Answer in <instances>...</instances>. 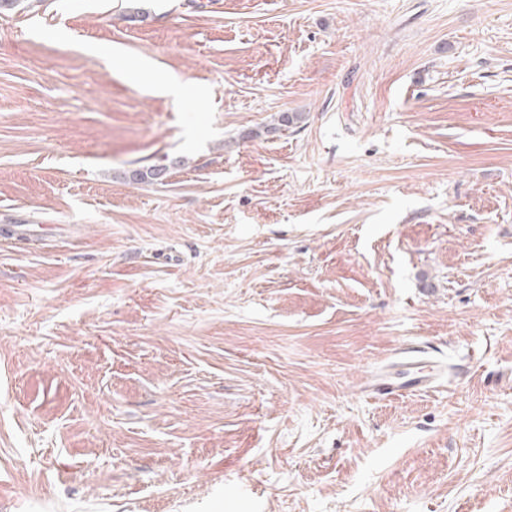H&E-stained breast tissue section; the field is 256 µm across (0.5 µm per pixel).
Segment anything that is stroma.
I'll return each instance as SVG.
<instances>
[{
	"label": "stroma",
	"mask_w": 512,
	"mask_h": 512,
	"mask_svg": "<svg viewBox=\"0 0 512 512\" xmlns=\"http://www.w3.org/2000/svg\"><path fill=\"white\" fill-rule=\"evenodd\" d=\"M3 224L0 512H512V0L2 10ZM419 350L407 348L393 362L388 373L379 375L369 385V392L377 396H389L397 392H411L432 387L435 381L433 370H425L417 359ZM394 379L398 380L395 382Z\"/></svg>",
	"instance_id": "35a3bbf8"
}]
</instances>
